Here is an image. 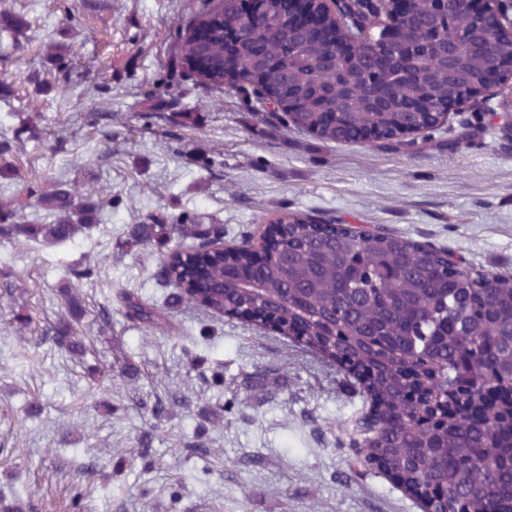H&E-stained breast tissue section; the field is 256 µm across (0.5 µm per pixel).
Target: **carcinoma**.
Masks as SVG:
<instances>
[{
  "label": "carcinoma",
  "instance_id": "carcinoma-1",
  "mask_svg": "<svg viewBox=\"0 0 512 512\" xmlns=\"http://www.w3.org/2000/svg\"><path fill=\"white\" fill-rule=\"evenodd\" d=\"M177 68L203 85L255 97L248 119H287L322 142L411 148L448 102L470 100L465 141L493 126L512 140V105L476 103L512 78V39L482 0H202L179 33ZM57 224H10L5 236L62 244L88 228L70 190L46 199ZM272 248L246 234L212 248L220 228L137 224L130 243L169 266L172 301L224 313L273 304L278 331L336 360L364 385L370 412L350 444L427 512H512V274L473 271L389 231L357 237L291 212ZM191 240L174 253L173 238ZM124 314L149 329L161 309L132 289ZM56 342L80 355L82 304Z\"/></svg>",
  "mask_w": 512,
  "mask_h": 512
}]
</instances>
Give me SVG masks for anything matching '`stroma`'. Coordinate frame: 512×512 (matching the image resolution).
<instances>
[{"instance_id": "1", "label": "stroma", "mask_w": 512, "mask_h": 512, "mask_svg": "<svg viewBox=\"0 0 512 512\" xmlns=\"http://www.w3.org/2000/svg\"><path fill=\"white\" fill-rule=\"evenodd\" d=\"M200 0H0V224H51L42 200L79 184L98 203L63 245L0 235V493L19 512H421L358 469L335 362L290 337L199 308L148 331L108 300L154 303L161 262L122 252L137 224L197 220L225 242L281 211L382 227L512 270V142L496 129L449 151L471 111L450 113L423 150L322 143L290 124H245L243 104L174 64L178 29ZM184 129L163 133L168 113ZM29 134L16 136L19 126ZM91 268L93 277L77 278ZM77 288L88 350L56 343ZM223 386L185 356L201 327ZM188 397L154 422L150 404ZM203 431L219 456H186ZM81 507H74V494Z\"/></svg>"}]
</instances>
